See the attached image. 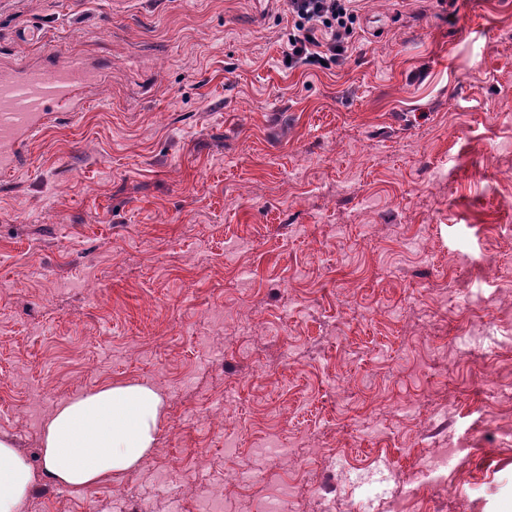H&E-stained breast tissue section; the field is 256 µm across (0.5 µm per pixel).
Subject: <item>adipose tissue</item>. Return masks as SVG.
Here are the masks:
<instances>
[{"instance_id": "obj_1", "label": "adipose tissue", "mask_w": 512, "mask_h": 512, "mask_svg": "<svg viewBox=\"0 0 512 512\" xmlns=\"http://www.w3.org/2000/svg\"><path fill=\"white\" fill-rule=\"evenodd\" d=\"M163 416L161 393L139 382L61 400L41 434V471L0 438V512H21L40 479L81 492L137 470L155 447Z\"/></svg>"}]
</instances>
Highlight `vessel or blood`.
Listing matches in <instances>:
<instances>
[{
    "mask_svg": "<svg viewBox=\"0 0 512 512\" xmlns=\"http://www.w3.org/2000/svg\"><path fill=\"white\" fill-rule=\"evenodd\" d=\"M95 69L72 56L53 65L0 71V173H13L25 146L55 117L82 111Z\"/></svg>",
    "mask_w": 512,
    "mask_h": 512,
    "instance_id": "1",
    "label": "vessel or blood"
}]
</instances>
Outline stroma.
Segmentation results:
<instances>
[{"label":"stroma","mask_w":512,"mask_h":512,"mask_svg":"<svg viewBox=\"0 0 512 512\" xmlns=\"http://www.w3.org/2000/svg\"><path fill=\"white\" fill-rule=\"evenodd\" d=\"M279 0H0V67L86 56L79 116L0 176V437L41 466L55 405L113 381L159 389L135 472L22 512H114L112 492L185 512L269 434L322 512L329 465L380 453L388 491L445 512H512V437L485 389L512 320V0H359L343 65L288 68ZM423 237L426 254L406 251ZM245 313L251 338L225 329ZM491 335L449 358L459 332ZM474 439L456 475L413 486L439 412Z\"/></svg>","instance_id":"obj_1"}]
</instances>
